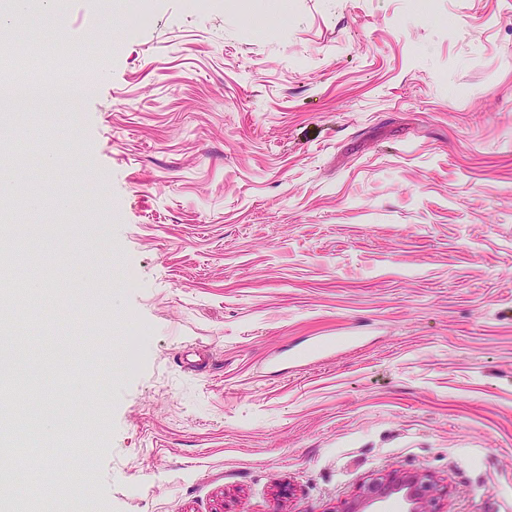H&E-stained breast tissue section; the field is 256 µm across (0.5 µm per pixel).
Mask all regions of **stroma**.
<instances>
[{
  "mask_svg": "<svg viewBox=\"0 0 512 512\" xmlns=\"http://www.w3.org/2000/svg\"><path fill=\"white\" fill-rule=\"evenodd\" d=\"M282 2L61 0L96 84L0 118L17 187L64 131L0 235L74 262L32 318L0 274L39 512H339L393 471L512 512V0Z\"/></svg>",
  "mask_w": 512,
  "mask_h": 512,
  "instance_id": "1",
  "label": "stroma"
}]
</instances>
